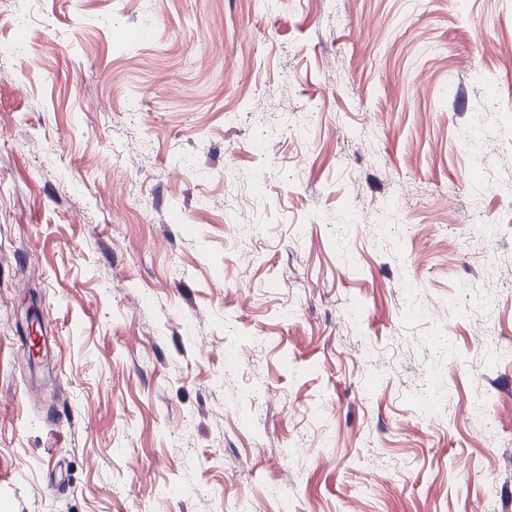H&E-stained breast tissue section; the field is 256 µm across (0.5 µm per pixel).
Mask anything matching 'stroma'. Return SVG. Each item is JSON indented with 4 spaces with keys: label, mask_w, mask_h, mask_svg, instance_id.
<instances>
[{
    "label": "stroma",
    "mask_w": 512,
    "mask_h": 512,
    "mask_svg": "<svg viewBox=\"0 0 512 512\" xmlns=\"http://www.w3.org/2000/svg\"><path fill=\"white\" fill-rule=\"evenodd\" d=\"M0 12V512H512V0Z\"/></svg>",
    "instance_id": "35a3bbf8"
}]
</instances>
